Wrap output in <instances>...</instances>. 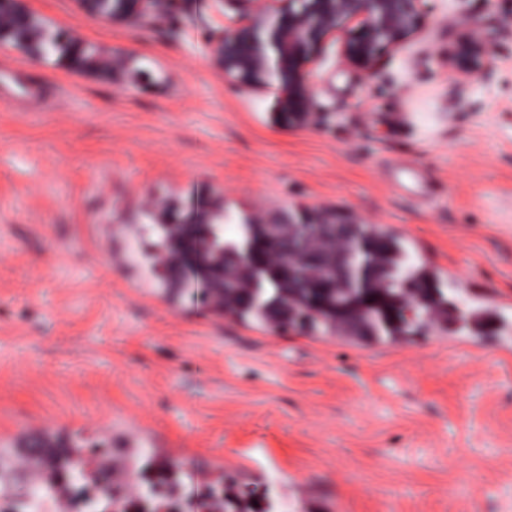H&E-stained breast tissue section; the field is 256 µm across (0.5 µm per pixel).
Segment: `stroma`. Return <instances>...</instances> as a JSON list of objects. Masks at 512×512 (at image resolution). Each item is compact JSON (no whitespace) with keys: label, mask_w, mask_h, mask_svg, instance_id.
<instances>
[{"label":"stroma","mask_w":512,"mask_h":512,"mask_svg":"<svg viewBox=\"0 0 512 512\" xmlns=\"http://www.w3.org/2000/svg\"><path fill=\"white\" fill-rule=\"evenodd\" d=\"M26 5L92 65L0 47V442L137 445L288 512H512V0H430L369 70L343 60L344 24L312 66L323 111L293 126L274 92L225 84L204 40L245 23L249 0H188L177 28ZM472 19L496 68L456 94L448 56ZM413 164L443 193L401 194ZM202 193L402 236L485 310L483 335L284 333L164 290L156 203Z\"/></svg>","instance_id":"obj_1"}]
</instances>
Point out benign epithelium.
I'll use <instances>...</instances> for the list:
<instances>
[{
    "mask_svg": "<svg viewBox=\"0 0 512 512\" xmlns=\"http://www.w3.org/2000/svg\"><path fill=\"white\" fill-rule=\"evenodd\" d=\"M249 20L227 31L208 28V44L224 78L238 88L276 91V111L286 124L313 120L321 110L309 82L308 67L325 41L342 25L356 21L357 31L346 39L344 59L369 68L385 52L410 39L421 29L422 0H249ZM182 0H121L111 20L141 24L156 18L174 20L182 15ZM32 17L24 0H0V45L26 51L32 47ZM448 63L466 81L488 80L494 57L475 34L458 42ZM331 285L323 286L311 311L333 313L339 321L358 319L370 309L386 306L361 289L331 299Z\"/></svg>",
    "mask_w": 512,
    "mask_h": 512,
    "instance_id": "benign-epithelium-1",
    "label": "benign epithelium"
}]
</instances>
